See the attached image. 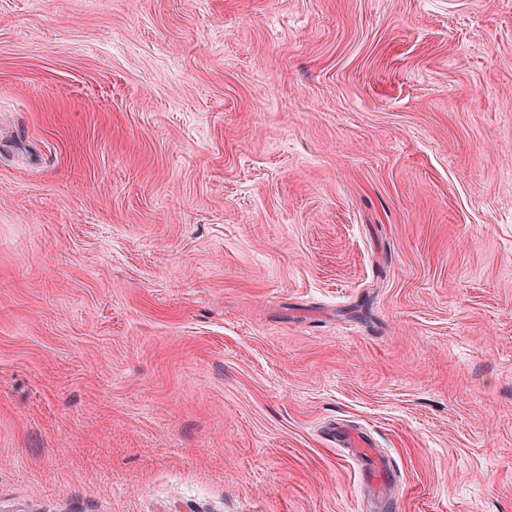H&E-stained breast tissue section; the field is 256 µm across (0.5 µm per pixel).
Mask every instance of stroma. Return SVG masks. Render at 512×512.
<instances>
[{
	"label": "stroma",
	"mask_w": 512,
	"mask_h": 512,
	"mask_svg": "<svg viewBox=\"0 0 512 512\" xmlns=\"http://www.w3.org/2000/svg\"><path fill=\"white\" fill-rule=\"evenodd\" d=\"M512 512V0H0V512ZM333 435L336 436L337 445L340 447L353 448V441L356 439L357 461L363 472L366 476L371 474L375 481L384 482L386 480L388 483L390 467L381 459L370 439L336 428L333 429Z\"/></svg>",
	"instance_id": "1"
}]
</instances>
